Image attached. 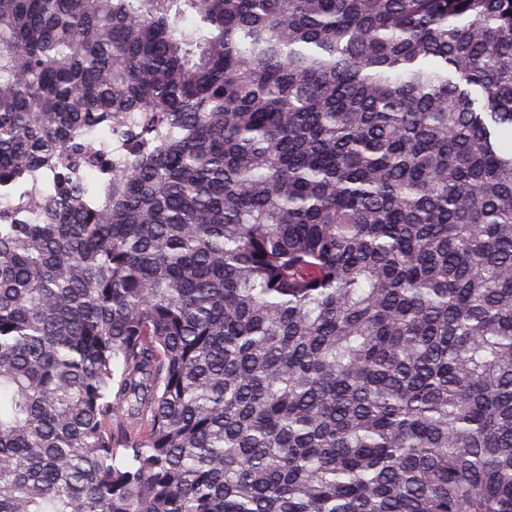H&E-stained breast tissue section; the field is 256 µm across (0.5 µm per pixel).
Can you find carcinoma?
<instances>
[{
  "label": "carcinoma",
  "instance_id": "1",
  "mask_svg": "<svg viewBox=\"0 0 512 512\" xmlns=\"http://www.w3.org/2000/svg\"><path fill=\"white\" fill-rule=\"evenodd\" d=\"M1 192L0 512H512V0H0Z\"/></svg>",
  "mask_w": 512,
  "mask_h": 512
}]
</instances>
